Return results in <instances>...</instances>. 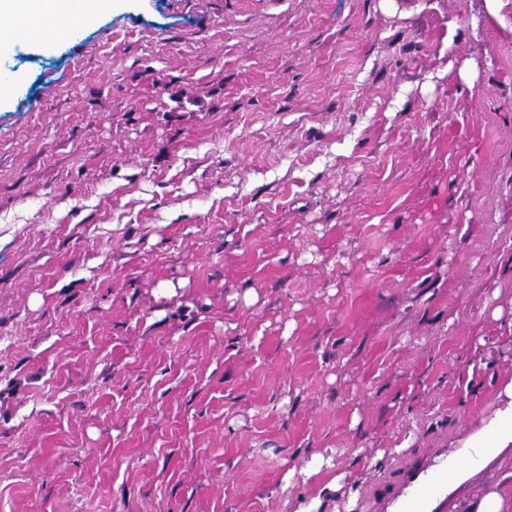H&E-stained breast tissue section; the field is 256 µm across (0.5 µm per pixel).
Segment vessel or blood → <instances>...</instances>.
Here are the masks:
<instances>
[{
	"instance_id": "vessel-or-blood-1",
	"label": "vessel or blood",
	"mask_w": 512,
	"mask_h": 512,
	"mask_svg": "<svg viewBox=\"0 0 512 512\" xmlns=\"http://www.w3.org/2000/svg\"><path fill=\"white\" fill-rule=\"evenodd\" d=\"M494 451L492 443L471 450L445 449L417 465L390 497L374 500L373 512H436L461 466L477 468Z\"/></svg>"
}]
</instances>
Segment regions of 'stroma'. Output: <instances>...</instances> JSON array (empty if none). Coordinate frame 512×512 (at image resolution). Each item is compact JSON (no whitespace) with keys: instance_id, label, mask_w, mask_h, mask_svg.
Masks as SVG:
<instances>
[{"instance_id":"stroma-1","label":"stroma","mask_w":512,"mask_h":512,"mask_svg":"<svg viewBox=\"0 0 512 512\" xmlns=\"http://www.w3.org/2000/svg\"><path fill=\"white\" fill-rule=\"evenodd\" d=\"M1 72L0 512H295L314 453L367 512L502 432L512 0H116Z\"/></svg>"}]
</instances>
